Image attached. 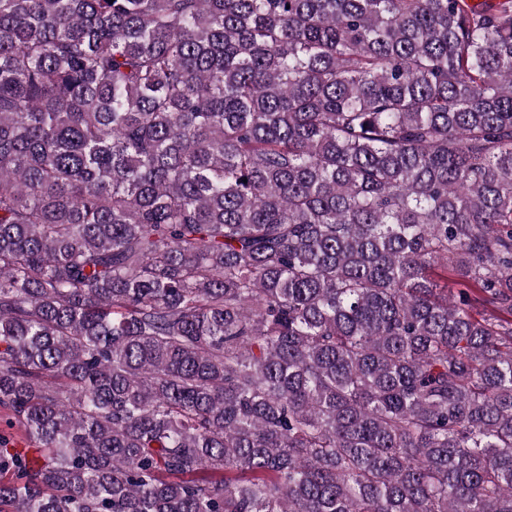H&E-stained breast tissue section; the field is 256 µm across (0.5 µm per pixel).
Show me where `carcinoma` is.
<instances>
[{"mask_svg": "<svg viewBox=\"0 0 512 512\" xmlns=\"http://www.w3.org/2000/svg\"><path fill=\"white\" fill-rule=\"evenodd\" d=\"M0 410V512H512V0H0Z\"/></svg>", "mask_w": 512, "mask_h": 512, "instance_id": "cac0c4a2", "label": "carcinoma"}]
</instances>
